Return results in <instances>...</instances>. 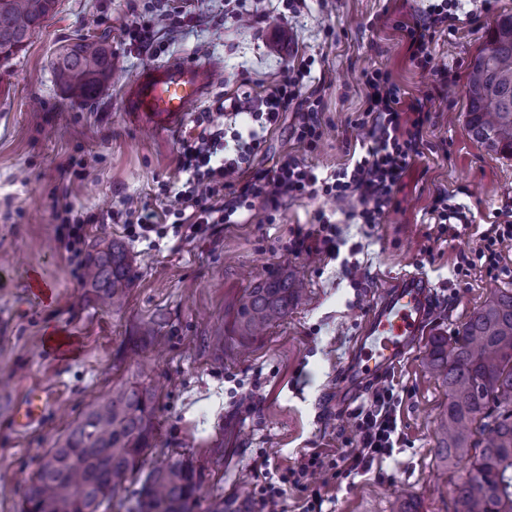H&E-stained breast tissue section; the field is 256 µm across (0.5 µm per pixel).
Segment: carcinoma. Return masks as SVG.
Returning <instances> with one entry per match:
<instances>
[{
  "mask_svg": "<svg viewBox=\"0 0 512 512\" xmlns=\"http://www.w3.org/2000/svg\"><path fill=\"white\" fill-rule=\"evenodd\" d=\"M49 0H0V55L23 51L48 18ZM112 50L81 39L54 62L67 96L83 101L112 75ZM467 126L486 150L512 156V15L500 17L472 59L466 85ZM84 279L100 305L119 307L134 281L125 246L117 241L88 252ZM306 293L283 274L243 290L233 306L232 333L241 342L288 316ZM448 386L436 439L445 468L472 467L454 485L455 512H512V288H497L448 339L435 336L422 358ZM155 393L122 383L93 403L39 457L21 512H108L133 493L132 512H195L203 470L178 454L142 473L154 437ZM139 485L133 490L131 486Z\"/></svg>",
  "mask_w": 512,
  "mask_h": 512,
  "instance_id": "1",
  "label": "carcinoma"
}]
</instances>
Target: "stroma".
Masks as SVG:
<instances>
[{"instance_id":"1","label":"stroma","mask_w":512,"mask_h":512,"mask_svg":"<svg viewBox=\"0 0 512 512\" xmlns=\"http://www.w3.org/2000/svg\"><path fill=\"white\" fill-rule=\"evenodd\" d=\"M248 0L259 24H238L229 0H59L57 13L25 51L0 64V512H20L36 453L53 447L73 421L114 385L149 368L157 400V433L147 467L181 453L203 468L201 505L251 490V468L266 459L274 474L318 454L313 478L323 512H390L398 498H416L423 512H454L453 488L466 470L442 471L437 418L448 389L429 375L422 353L433 336H454L497 288H512V244L502 249L504 274L457 270L456 253L475 254L491 224H512V157L487 152L469 135L466 83L469 63L512 0H495L475 25L438 36L430 69L410 57L403 24L427 0ZM189 6L187 19L155 27L152 50L129 44L123 30L134 16ZM105 39L117 62L96 96L71 102L57 83L53 61L60 45ZM216 60L220 77L209 98L194 107L182 130L150 132L131 122L122 91L145 66L172 58ZM313 60L324 85V135L316 148L300 147L293 114H284L246 169L260 172L293 154L326 172L345 160L355 138L347 119L364 108L357 78L381 69L405 101L430 96L433 121L424 147L402 179L399 207L378 224L343 220L346 243L338 258L297 255L291 229H311L317 211L333 201H289L276 224H219L203 240L185 242L173 224L149 238L131 233L121 201L158 206L165 182L180 176L183 133L219 102L241 110L224 124L233 136L248 123L253 97L283 77L287 65ZM447 67V76L437 68ZM97 164L83 175L80 164ZM466 218L460 245L427 240L437 194ZM68 197L100 216L86 227L84 248L121 242L136 269L117 310L87 301L71 252L59 241L54 204ZM291 272L306 297L287 318L247 349L224 333L232 306L250 282ZM416 273L434 286L430 318L413 349L377 377L349 379L348 362L375 302L398 278ZM50 288L48 301L27 291L30 275ZM155 323L157 341L141 338ZM74 343L71 355L44 348L48 327ZM394 387L393 410L403 441L365 473L337 475L335 461L356 436L354 408L375 388ZM42 389L52 406L27 431L9 416L12 401Z\"/></svg>"}]
</instances>
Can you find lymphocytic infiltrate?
Returning a JSON list of instances; mask_svg holds the SVG:
<instances>
[{
  "instance_id": "f902f5d3",
  "label": "lymphocytic infiltrate",
  "mask_w": 512,
  "mask_h": 512,
  "mask_svg": "<svg viewBox=\"0 0 512 512\" xmlns=\"http://www.w3.org/2000/svg\"><path fill=\"white\" fill-rule=\"evenodd\" d=\"M461 0H430L425 16L405 26L404 32L412 58L431 63L432 44L437 32L454 28ZM311 74L308 64L286 70L283 79L258 99L251 114L256 126L241 140L236 156H224V124L218 112H204L197 119L199 130L183 139L178 155L181 181L164 186V208L156 212L134 199L123 203L125 221L137 225L149 235L167 218L188 225L193 237L206 238L212 225L233 223L237 214L260 211V223L275 220L282 203L305 196H324L344 205L350 199L360 204L359 218L376 224L393 210L395 193L406 172L422 153L423 134L431 120L422 101L403 107L400 88L381 70L362 71L359 81L365 91L366 109L351 120L348 127L362 130L359 149L348 163L326 176L293 155H285L263 173L246 175V156L263 146L264 134L276 126L284 113H293L295 140L314 147L324 134L318 91L303 93L305 78ZM315 229L295 231L290 250L297 255H330L340 252L342 241L337 223L330 214L314 216ZM393 388L375 390L372 399L355 411L356 440L336 462L344 476L359 474L373 462L389 458L402 440V430L392 410ZM320 466L318 456L304 459L292 477L272 479L266 462L253 467L259 481L257 502L260 512H280L284 484L314 475Z\"/></svg>"
}]
</instances>
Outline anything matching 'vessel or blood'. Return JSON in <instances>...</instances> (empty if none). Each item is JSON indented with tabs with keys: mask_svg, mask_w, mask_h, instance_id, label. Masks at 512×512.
<instances>
[{
	"mask_svg": "<svg viewBox=\"0 0 512 512\" xmlns=\"http://www.w3.org/2000/svg\"><path fill=\"white\" fill-rule=\"evenodd\" d=\"M217 69L213 60L149 65L125 86L123 108L142 127L161 132L178 128L204 101ZM430 293L429 281L412 275L388 290L367 318L350 377L376 375L411 347L425 321ZM50 404L47 392L30 391L12 411L15 427L23 431L33 426Z\"/></svg>",
	"mask_w": 512,
	"mask_h": 512,
	"instance_id": "obj_1",
	"label": "vessel or blood"
}]
</instances>
